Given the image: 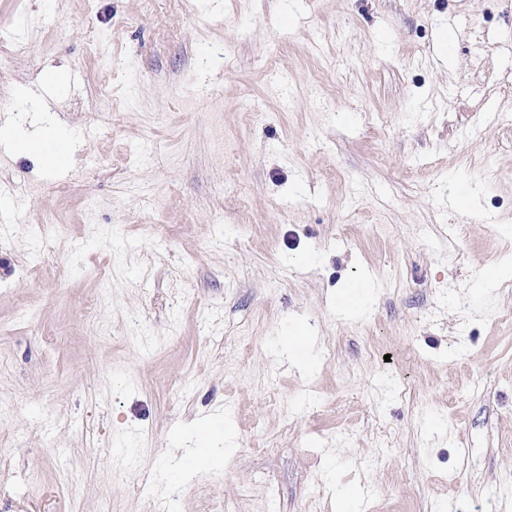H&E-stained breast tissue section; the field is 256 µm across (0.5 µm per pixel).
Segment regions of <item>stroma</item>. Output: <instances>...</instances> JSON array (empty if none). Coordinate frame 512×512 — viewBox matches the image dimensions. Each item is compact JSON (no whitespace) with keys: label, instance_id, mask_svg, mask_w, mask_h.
<instances>
[{"label":"stroma","instance_id":"1","mask_svg":"<svg viewBox=\"0 0 512 512\" xmlns=\"http://www.w3.org/2000/svg\"><path fill=\"white\" fill-rule=\"evenodd\" d=\"M0 109V512L512 501V0H0Z\"/></svg>","mask_w":512,"mask_h":512}]
</instances>
